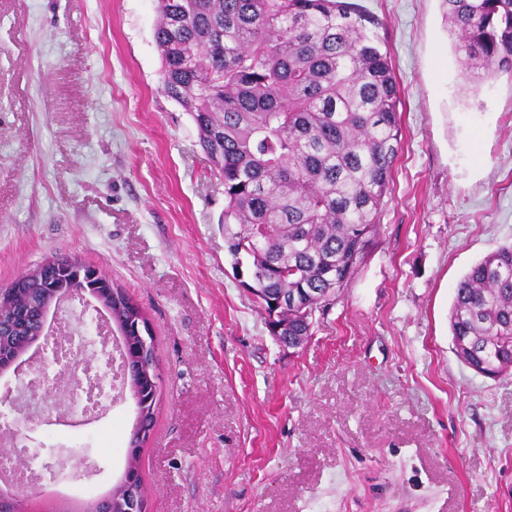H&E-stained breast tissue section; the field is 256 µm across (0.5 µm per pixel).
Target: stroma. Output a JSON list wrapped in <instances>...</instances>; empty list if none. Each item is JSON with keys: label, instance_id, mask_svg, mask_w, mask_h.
<instances>
[{"label": "stroma", "instance_id": "1", "mask_svg": "<svg viewBox=\"0 0 512 512\" xmlns=\"http://www.w3.org/2000/svg\"><path fill=\"white\" fill-rule=\"evenodd\" d=\"M357 2L384 24L401 149L367 254L288 349L236 278L197 127L161 90L158 0H0V286L72 252L146 312L150 512H512V374L475 373L449 328L457 283L512 243V75L473 87L441 0ZM135 413L32 420L99 472L25 490L26 512L109 491Z\"/></svg>", "mask_w": 512, "mask_h": 512}]
</instances>
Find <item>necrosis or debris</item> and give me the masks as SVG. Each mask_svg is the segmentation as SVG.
I'll return each instance as SVG.
<instances>
[{
    "label": "necrosis or debris",
    "instance_id": "4bbe7bcc",
    "mask_svg": "<svg viewBox=\"0 0 512 512\" xmlns=\"http://www.w3.org/2000/svg\"><path fill=\"white\" fill-rule=\"evenodd\" d=\"M119 370L120 359L112 348L110 333L103 329L90 342H83L75 309L63 313L60 335L50 339L42 358L22 379L26 398L21 411L15 420L0 421V444L14 450L13 456H0V478L20 486L40 483L48 474L47 466L21 470L14 464L15 458L28 453L18 436L21 424L29 422L56 392L64 396L51 412L56 424L77 426L85 418L98 416L107 404V393L120 388Z\"/></svg>",
    "mask_w": 512,
    "mask_h": 512
}]
</instances>
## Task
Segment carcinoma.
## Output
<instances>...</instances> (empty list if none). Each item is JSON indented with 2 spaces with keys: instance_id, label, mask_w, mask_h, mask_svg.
Instances as JSON below:
<instances>
[{
  "instance_id": "carcinoma-1",
  "label": "carcinoma",
  "mask_w": 512,
  "mask_h": 512,
  "mask_svg": "<svg viewBox=\"0 0 512 512\" xmlns=\"http://www.w3.org/2000/svg\"><path fill=\"white\" fill-rule=\"evenodd\" d=\"M461 68L512 73V0H442ZM162 90L192 116L224 183L233 269L269 295L307 289L319 308L347 286L377 234L400 145L397 79L383 23L351 0H159ZM73 288L112 290V324L148 321L129 291L92 264L55 253ZM50 284L22 292L0 319V363L39 334ZM288 335L312 322L281 311ZM455 350L493 377L512 370V244L460 280L449 312Z\"/></svg>"
}]
</instances>
